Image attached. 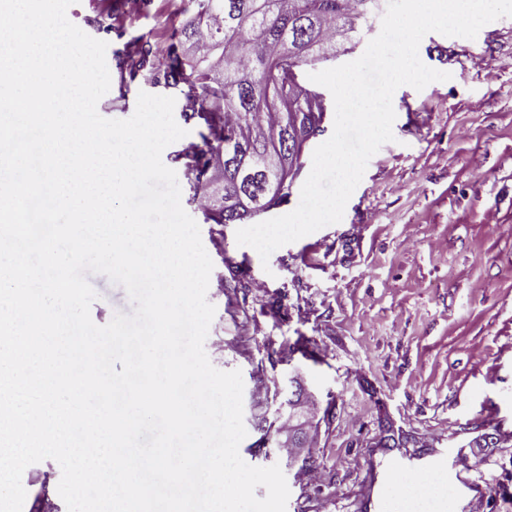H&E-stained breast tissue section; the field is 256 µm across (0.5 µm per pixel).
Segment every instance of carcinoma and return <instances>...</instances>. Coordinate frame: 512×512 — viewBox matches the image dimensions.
<instances>
[{
	"label": "carcinoma",
	"mask_w": 512,
	"mask_h": 512,
	"mask_svg": "<svg viewBox=\"0 0 512 512\" xmlns=\"http://www.w3.org/2000/svg\"><path fill=\"white\" fill-rule=\"evenodd\" d=\"M372 0H192L193 16L180 30L164 69L154 71L148 44L119 64L146 71L183 95V117L204 125L202 145L181 155L188 173V202L198 205L205 220L244 224L288 197L265 198L261 210L247 214L215 204L220 193L263 191L266 175L254 160L277 149L280 177L288 159L304 154L306 136L324 134L316 126L325 112L322 96L302 86L295 73L301 65L335 56L337 38L367 20ZM207 197H201V184ZM289 445L309 443L306 421H292Z\"/></svg>",
	"instance_id": "obj_1"
}]
</instances>
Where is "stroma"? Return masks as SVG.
Masks as SVG:
<instances>
[{
  "label": "stroma",
  "instance_id": "stroma-1",
  "mask_svg": "<svg viewBox=\"0 0 512 512\" xmlns=\"http://www.w3.org/2000/svg\"><path fill=\"white\" fill-rule=\"evenodd\" d=\"M192 16L183 0H76L68 19L106 41L107 119L133 115L139 92L163 85L130 77L116 58L140 40L162 49ZM450 80L393 95L394 139L369 160L340 222L261 260L238 245L237 225L197 222L213 270L208 350L219 370L242 373L239 453L280 465L286 512H389L371 468L445 448L471 460L485 512H512V17L476 38L432 32L419 46ZM96 324L132 314L125 289L90 275ZM297 378L318 403L306 467L295 482L277 450L281 394Z\"/></svg>",
  "mask_w": 512,
  "mask_h": 512
}]
</instances>
